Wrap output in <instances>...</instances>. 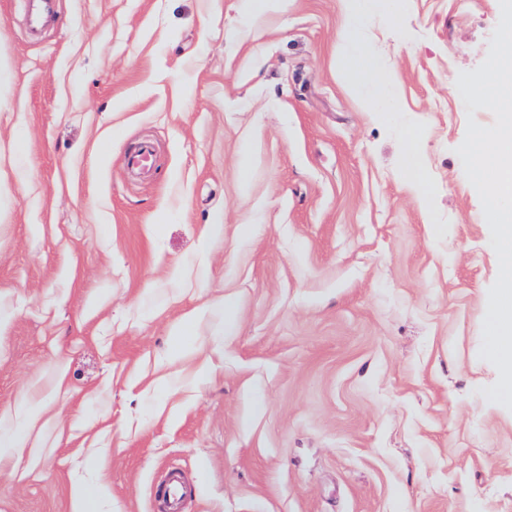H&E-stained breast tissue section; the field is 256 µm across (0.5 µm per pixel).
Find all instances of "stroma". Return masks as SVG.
<instances>
[{"label":"stroma","instance_id":"35a3bbf8","mask_svg":"<svg viewBox=\"0 0 512 512\" xmlns=\"http://www.w3.org/2000/svg\"><path fill=\"white\" fill-rule=\"evenodd\" d=\"M56 5L0 0V512H160L172 470L181 512H512L456 153L499 0H375L360 58L340 0ZM367 71V79L359 88V95L365 104L372 106L377 98L384 99L388 97L389 86L393 82L374 61L371 64L368 63Z\"/></svg>","mask_w":512,"mask_h":512}]
</instances>
